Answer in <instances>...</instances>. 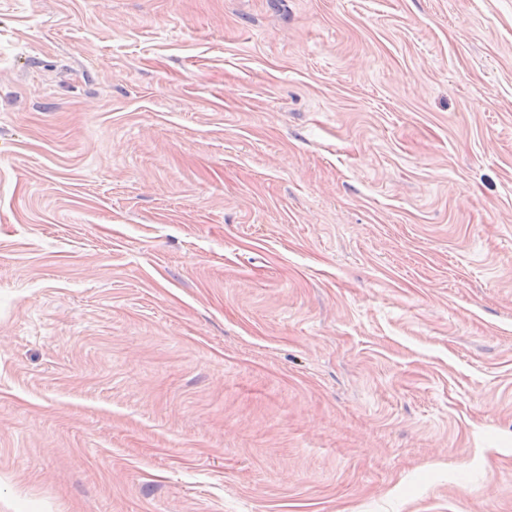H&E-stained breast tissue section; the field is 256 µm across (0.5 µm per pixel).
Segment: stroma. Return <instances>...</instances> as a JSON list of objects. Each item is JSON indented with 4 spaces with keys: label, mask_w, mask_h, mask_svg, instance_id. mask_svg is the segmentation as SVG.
<instances>
[{
    "label": "stroma",
    "mask_w": 512,
    "mask_h": 512,
    "mask_svg": "<svg viewBox=\"0 0 512 512\" xmlns=\"http://www.w3.org/2000/svg\"><path fill=\"white\" fill-rule=\"evenodd\" d=\"M0 512H512V0H0Z\"/></svg>",
    "instance_id": "obj_1"
}]
</instances>
